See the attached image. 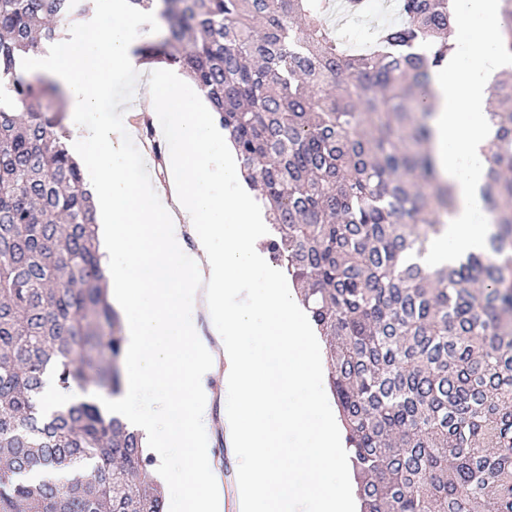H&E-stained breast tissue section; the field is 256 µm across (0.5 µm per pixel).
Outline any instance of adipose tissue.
Wrapping results in <instances>:
<instances>
[{
  "label": "adipose tissue",
  "instance_id": "ef3b65f1",
  "mask_svg": "<svg viewBox=\"0 0 512 512\" xmlns=\"http://www.w3.org/2000/svg\"><path fill=\"white\" fill-rule=\"evenodd\" d=\"M122 2L110 0L114 20L93 37L72 32L64 50H43L24 63L61 88L73 130L70 151L85 165L103 218L102 269L128 330L126 392L105 404L159 455L183 456L179 477L188 490L181 512H212L202 495L215 474L202 456L208 409L199 387L223 359L224 436L242 456L237 492L243 512H352L340 438L332 416L321 410L323 377L302 306L256 246L264 225L254 198L225 191L238 181L240 164L184 78L163 72L140 81L132 28L141 18ZM455 4L464 48L432 75L438 106L430 126L438 168L455 184L459 207L428 243L425 265L482 251L494 230L483 218L481 195L492 135L488 86L512 70V61L498 49L499 0ZM116 74L134 79V95L147 110L170 115L178 150L169 159L167 187L147 191L128 175L130 130L99 111ZM261 267L265 285L257 288L253 276ZM254 337L268 342L274 365L251 355ZM156 385L163 389L157 407L139 409L136 395ZM303 386L312 393L308 407L289 408L271 422L282 394ZM280 429L295 435L293 453L277 448Z\"/></svg>",
  "mask_w": 512,
  "mask_h": 512
}]
</instances>
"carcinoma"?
<instances>
[{"mask_svg": "<svg viewBox=\"0 0 512 512\" xmlns=\"http://www.w3.org/2000/svg\"><path fill=\"white\" fill-rule=\"evenodd\" d=\"M95 0H0V512H163L154 458L91 396L121 393L120 319L69 136L19 72ZM160 7L154 61L179 65L260 188L264 248L326 342L361 512H512V77L489 88L481 253L422 266L455 195L430 150L432 73L453 0H398L402 19L350 54L323 0H129ZM499 50L512 57V0Z\"/></svg>", "mask_w": 512, "mask_h": 512, "instance_id": "obj_1", "label": "carcinoma"}]
</instances>
